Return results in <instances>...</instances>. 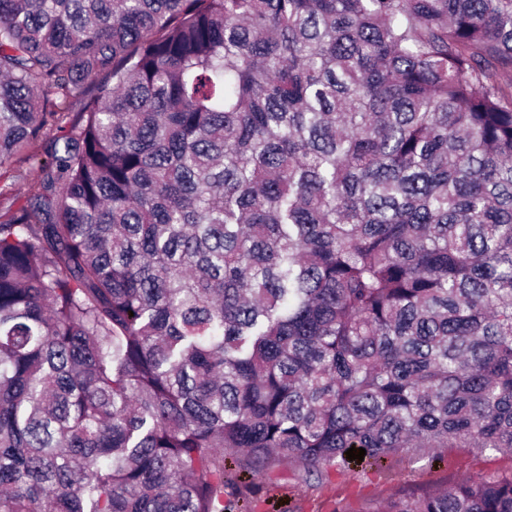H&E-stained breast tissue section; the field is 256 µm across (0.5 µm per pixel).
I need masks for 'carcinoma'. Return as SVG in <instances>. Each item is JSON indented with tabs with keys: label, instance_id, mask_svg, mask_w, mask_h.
Segmentation results:
<instances>
[{
	"label": "carcinoma",
	"instance_id": "obj_1",
	"mask_svg": "<svg viewBox=\"0 0 512 512\" xmlns=\"http://www.w3.org/2000/svg\"><path fill=\"white\" fill-rule=\"evenodd\" d=\"M101 79L0 224V512L512 455V0H0V167Z\"/></svg>",
	"mask_w": 512,
	"mask_h": 512
}]
</instances>
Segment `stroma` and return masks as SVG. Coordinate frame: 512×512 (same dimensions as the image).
<instances>
[{"mask_svg": "<svg viewBox=\"0 0 512 512\" xmlns=\"http://www.w3.org/2000/svg\"><path fill=\"white\" fill-rule=\"evenodd\" d=\"M85 104L84 98L69 101L62 125L70 126ZM61 127L46 128L42 137L27 150V159L0 168V224L26 204L50 146ZM512 471V456L469 448H441L433 461H413L397 453L376 471L352 462L349 467L330 469L323 480L304 481L292 467L250 476L253 512H363L369 502L385 499L403 490L443 488L472 475H496Z\"/></svg>", "mask_w": 512, "mask_h": 512, "instance_id": "obj_1", "label": "stroma"}]
</instances>
